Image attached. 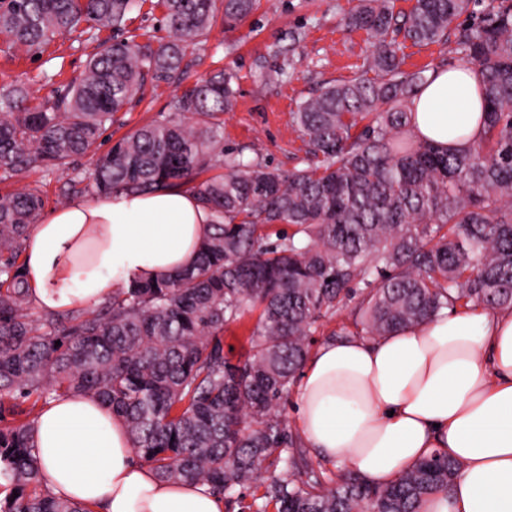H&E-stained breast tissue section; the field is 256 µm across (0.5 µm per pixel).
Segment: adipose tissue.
I'll return each instance as SVG.
<instances>
[{"label":"adipose tissue","instance_id":"obj_1","mask_svg":"<svg viewBox=\"0 0 512 512\" xmlns=\"http://www.w3.org/2000/svg\"><path fill=\"white\" fill-rule=\"evenodd\" d=\"M410 133L443 149L478 139L476 68L431 72ZM213 221L197 194L180 188L72 199L26 233L29 301L67 313L108 301L128 280L174 275L192 263ZM294 420L307 448L374 486L445 452L460 474L421 512H512V310L457 307L385 336L323 343L297 386ZM32 444L46 489L93 512H224L208 486L158 479L134 455L124 424L91 396L41 405Z\"/></svg>","mask_w":512,"mask_h":512}]
</instances>
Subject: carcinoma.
Masks as SVG:
<instances>
[{
  "mask_svg": "<svg viewBox=\"0 0 512 512\" xmlns=\"http://www.w3.org/2000/svg\"><path fill=\"white\" fill-rule=\"evenodd\" d=\"M140 0H0V35L37 51L68 33L97 42L80 76L36 101L0 86V182L96 159L84 191L193 183L216 216L195 263L156 283L131 281L93 309L33 320L15 270L44 207L36 188L0 194V512H92L42 488L31 427L60 392L100 399L158 478L231 498L264 487L256 512H419L460 466L439 451L373 487L356 472L329 484L280 412L321 321L349 304L361 333L384 336L469 303L512 309V0H358L345 18L372 51L362 73L300 102L291 124L301 166L274 169L224 151L234 73L185 87L172 112L100 151L106 125L146 79H178L187 50L217 18L232 25L257 0H162L171 40H98L125 29ZM453 44L482 76L484 130L454 151L408 134L426 70L406 71L404 42ZM292 227L272 241L266 229ZM260 311L250 353L224 354V328ZM60 346H55V341Z\"/></svg>",
  "mask_w": 512,
  "mask_h": 512,
  "instance_id": "1",
  "label": "carcinoma"
}]
</instances>
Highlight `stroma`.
<instances>
[{"instance_id":"35a3bbf8","label":"stroma","mask_w":512,"mask_h":512,"mask_svg":"<svg viewBox=\"0 0 512 512\" xmlns=\"http://www.w3.org/2000/svg\"><path fill=\"white\" fill-rule=\"evenodd\" d=\"M357 0H260L257 10L235 26L217 22L185 59L186 82L194 84L224 68L237 75V104L224 116V146L245 157L288 171L305 157L306 147L290 123L299 102L327 82L358 75L370 44L365 31H345L343 20ZM165 9L160 0H143L127 23L130 34H148L153 42L167 40ZM95 45L59 37L39 53L8 48L0 39V84L22 81L49 94L50 77L80 75ZM290 73L277 79L279 70ZM175 85L146 82L141 101L118 112L109 129L113 138L169 113ZM91 157L78 159L72 174L33 171L26 184L39 188L46 208L79 196V181L88 180Z\"/></svg>"}]
</instances>
